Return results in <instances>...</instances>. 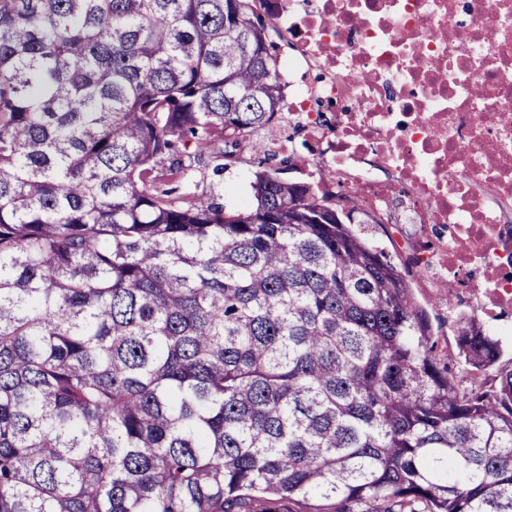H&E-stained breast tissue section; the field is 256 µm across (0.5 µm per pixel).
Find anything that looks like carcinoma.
<instances>
[{"label": "carcinoma", "instance_id": "carcinoma-1", "mask_svg": "<svg viewBox=\"0 0 512 512\" xmlns=\"http://www.w3.org/2000/svg\"><path fill=\"white\" fill-rule=\"evenodd\" d=\"M250 0H0V512H512V367L335 192L171 197L285 84ZM173 158L169 167L165 158Z\"/></svg>", "mask_w": 512, "mask_h": 512}]
</instances>
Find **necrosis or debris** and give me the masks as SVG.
<instances>
[{
	"label": "necrosis or debris",
	"mask_w": 512,
	"mask_h": 512,
	"mask_svg": "<svg viewBox=\"0 0 512 512\" xmlns=\"http://www.w3.org/2000/svg\"><path fill=\"white\" fill-rule=\"evenodd\" d=\"M291 121L455 313L512 310V0H269ZM334 106L323 122L321 104Z\"/></svg>",
	"instance_id": "1"
}]
</instances>
